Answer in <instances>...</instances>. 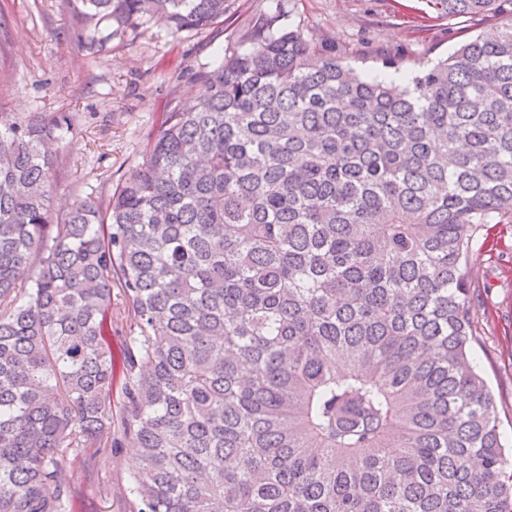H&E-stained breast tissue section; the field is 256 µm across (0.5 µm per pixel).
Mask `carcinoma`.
Masks as SVG:
<instances>
[{"label":"carcinoma","mask_w":512,"mask_h":512,"mask_svg":"<svg viewBox=\"0 0 512 512\" xmlns=\"http://www.w3.org/2000/svg\"><path fill=\"white\" fill-rule=\"evenodd\" d=\"M80 3L92 47L224 22V0ZM394 75L256 14L141 164L58 212L70 117L0 112V512H72L71 455L126 441L127 512H512L468 278L476 231L512 223V17Z\"/></svg>","instance_id":"obj_1"}]
</instances>
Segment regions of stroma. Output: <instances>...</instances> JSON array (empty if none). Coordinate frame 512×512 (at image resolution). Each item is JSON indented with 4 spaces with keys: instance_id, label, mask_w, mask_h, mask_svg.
Listing matches in <instances>:
<instances>
[{
    "instance_id": "35a3bbf8",
    "label": "stroma",
    "mask_w": 512,
    "mask_h": 512,
    "mask_svg": "<svg viewBox=\"0 0 512 512\" xmlns=\"http://www.w3.org/2000/svg\"><path fill=\"white\" fill-rule=\"evenodd\" d=\"M78 0H0V112L69 114L53 186L54 209L100 191L142 160L153 128L173 98L196 96L191 74L212 62L226 36L255 13L281 8L286 23L325 38L359 74H385L396 58L413 73L458 43L506 18L512 8L474 18L439 17L428 0H225L222 28L172 34L152 21L113 37L104 53L84 46ZM475 315L470 355L497 405L503 443L512 446V223L476 234L469 269ZM132 445L86 449L63 482L75 512H126L136 469Z\"/></svg>"
}]
</instances>
